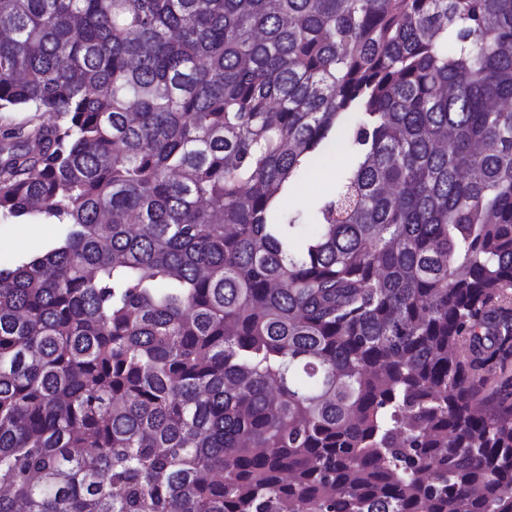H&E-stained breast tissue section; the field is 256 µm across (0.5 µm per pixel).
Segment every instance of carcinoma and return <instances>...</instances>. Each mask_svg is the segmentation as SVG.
Here are the masks:
<instances>
[{"label": "carcinoma", "instance_id": "carcinoma-1", "mask_svg": "<svg viewBox=\"0 0 512 512\" xmlns=\"http://www.w3.org/2000/svg\"><path fill=\"white\" fill-rule=\"evenodd\" d=\"M0 112V512H512V0H0ZM349 163L350 157L345 150L333 151L326 158L322 168L323 171H328V177L319 181L315 188L307 191L316 182L313 181V177L310 178L302 193L289 195L283 200V207L290 211H301L307 218H311L318 201L334 190L337 175L344 171ZM34 224H8L0 223V263L2 265H10L20 259L33 255L42 251L46 245L56 239L61 232L59 224H41V221L35 220ZM40 224L44 228V235L37 246H30L27 243L18 240L15 236V230L28 239L31 243L35 244L39 240V227Z\"/></svg>", "mask_w": 512, "mask_h": 512}]
</instances>
